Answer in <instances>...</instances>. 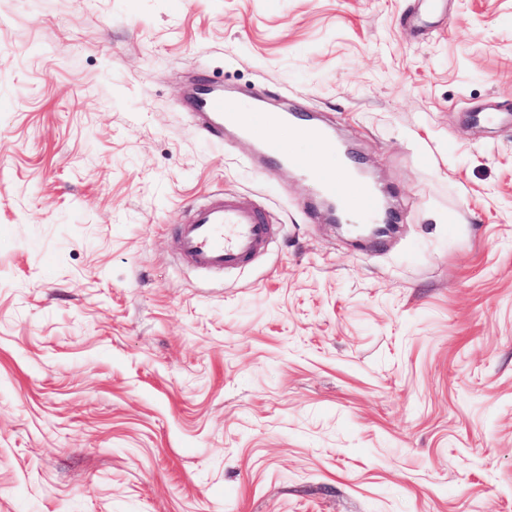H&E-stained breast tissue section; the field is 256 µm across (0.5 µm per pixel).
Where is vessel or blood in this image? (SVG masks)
I'll list each match as a JSON object with an SVG mask.
<instances>
[{
    "mask_svg": "<svg viewBox=\"0 0 512 512\" xmlns=\"http://www.w3.org/2000/svg\"><path fill=\"white\" fill-rule=\"evenodd\" d=\"M251 101V96L228 94L214 85L206 92H193L199 132L215 141L223 140L230 131L256 139L268 164L301 172L322 195L339 199L362 222H373L380 208L374 190L323 163V156L336 152V144L325 129L297 111H251ZM279 126L289 127L306 144V151H297L273 136V128ZM274 230V225L248 198L217 196L192 208L188 222L179 227V240L183 255L199 268L224 273L238 269L264 251Z\"/></svg>",
    "mask_w": 512,
    "mask_h": 512,
    "instance_id": "obj_1",
    "label": "vessel or blood"
}]
</instances>
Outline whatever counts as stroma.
Returning a JSON list of instances; mask_svg holds the SVG:
<instances>
[{"label":"stroma","instance_id":"1","mask_svg":"<svg viewBox=\"0 0 512 512\" xmlns=\"http://www.w3.org/2000/svg\"><path fill=\"white\" fill-rule=\"evenodd\" d=\"M420 2L0 0V512H512V0ZM198 78L319 114L398 233ZM215 193L277 228L229 274L173 231ZM259 97V92L245 96L224 93L222 87L210 84L208 91L201 94L196 87L191 99L195 113L202 117L196 123L198 132L221 142L228 131L256 139L260 154L269 165H285L301 172L317 185L321 195L339 199L362 222L372 223L380 208L374 190L320 160L337 152L328 132L312 124L301 112H251L250 103ZM279 126H288L310 149L297 151L273 136L270 130Z\"/></svg>","mask_w":512,"mask_h":512}]
</instances>
